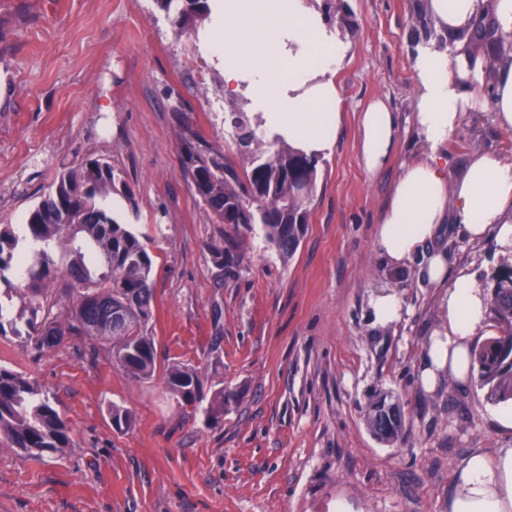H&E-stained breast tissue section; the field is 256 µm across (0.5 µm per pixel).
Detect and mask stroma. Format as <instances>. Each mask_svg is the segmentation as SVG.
I'll list each match as a JSON object with an SVG mask.
<instances>
[{
	"label": "stroma",
	"instance_id": "1",
	"mask_svg": "<svg viewBox=\"0 0 512 512\" xmlns=\"http://www.w3.org/2000/svg\"><path fill=\"white\" fill-rule=\"evenodd\" d=\"M335 2L330 21L351 44L336 77L342 122L285 257L262 224L218 223L184 176L189 126L243 169L233 99L197 33L175 35L154 0H0V224L24 223L63 169L112 163L133 195L114 196L119 219L155 259L157 360L194 367L203 395L181 404L161 377L133 378L107 352L39 353L0 335V364L35 381L74 441L40 458L0 441V512H448L462 461L512 445V403L450 381L422 388L437 291L420 261L396 271L375 248L401 164L422 150L412 43L426 0ZM377 99L400 132L389 165L370 173L360 118ZM483 152L512 156V133L491 112L466 113L448 142L450 178ZM444 243L483 288L507 269L493 240L452 228ZM384 288L403 314L381 326L370 302ZM219 390L214 423L204 403ZM379 392L406 415L391 444L364 420ZM114 405L131 412L129 428L113 427Z\"/></svg>",
	"mask_w": 512,
	"mask_h": 512
}]
</instances>
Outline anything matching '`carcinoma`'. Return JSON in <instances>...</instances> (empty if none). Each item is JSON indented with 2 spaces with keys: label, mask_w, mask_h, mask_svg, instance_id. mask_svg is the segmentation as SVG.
<instances>
[{
  "label": "carcinoma",
  "mask_w": 512,
  "mask_h": 512,
  "mask_svg": "<svg viewBox=\"0 0 512 512\" xmlns=\"http://www.w3.org/2000/svg\"><path fill=\"white\" fill-rule=\"evenodd\" d=\"M183 35L209 18L208 0H155ZM470 41L495 58L496 42L480 26ZM236 142L249 169L246 182L211 155L199 132L186 128L182 153L184 173L196 194L222 224L264 225L268 241L284 256L296 250L306 232L319 161L300 155L283 142L258 136L246 102L232 104ZM308 186L307 196L294 197L288 178ZM114 194L127 195L124 179L112 164L99 159L61 172L53 189L23 224L24 236L38 249L29 257L18 249L20 237L10 225L0 226V280L16 268L20 283L10 289L16 313L0 303V333L11 331L37 351L78 341L90 354L105 346L123 371L143 380L158 370L155 340L148 333L154 317V260L140 236L104 205ZM259 208L251 210L244 197ZM489 313L496 333L470 354L477 387L491 402L512 401V271L496 281ZM167 391L186 405L199 402L201 380L195 369L177 361L163 367ZM366 423L380 441L399 437L406 421L399 405L381 396L366 409ZM0 439L27 455L62 453L73 447L70 430L49 397L21 372L0 365Z\"/></svg>",
  "instance_id": "cac0c4a2"
}]
</instances>
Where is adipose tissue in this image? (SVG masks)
Returning <instances> with one entry per match:
<instances>
[{"mask_svg":"<svg viewBox=\"0 0 512 512\" xmlns=\"http://www.w3.org/2000/svg\"><path fill=\"white\" fill-rule=\"evenodd\" d=\"M210 8L204 38L225 90L248 100L267 138L309 156H330L341 123L335 78L349 51L341 32L314 0H210ZM428 10L446 41L414 48V121L424 150L403 163L375 246L396 269L425 256L422 270L438 290L442 316L419 366L420 383L432 392L447 380L469 385L473 342L488 330L489 295L449 263L440 244L445 226L472 241L493 237L499 255L512 258V157L480 153L460 177L448 176V140L465 113L491 109L496 126L512 133V0H494L489 8L484 0H428ZM480 21L504 48L491 65L466 51ZM398 134L395 114L374 102L360 131L368 171L388 163ZM448 512H512V447L468 456Z\"/></svg>","mask_w":512,"mask_h":512,"instance_id":"obj_1","label":"adipose tissue"}]
</instances>
